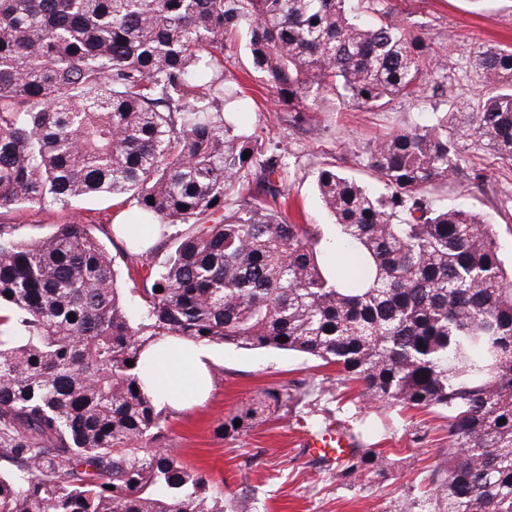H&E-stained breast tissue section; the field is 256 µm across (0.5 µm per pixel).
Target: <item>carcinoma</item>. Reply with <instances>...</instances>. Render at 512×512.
Masks as SVG:
<instances>
[{
	"instance_id": "cac0c4a2",
	"label": "carcinoma",
	"mask_w": 512,
	"mask_h": 512,
	"mask_svg": "<svg viewBox=\"0 0 512 512\" xmlns=\"http://www.w3.org/2000/svg\"><path fill=\"white\" fill-rule=\"evenodd\" d=\"M238 37L313 138L312 112L436 99L431 124L366 149L383 191L320 168L333 239L288 222L281 154L228 109ZM461 60L482 90L466 109L447 47L389 0H0V211L112 197L133 224L185 226L160 265L131 259L124 297L90 225L0 224V512H224L157 444L143 350L165 337L307 355L386 406L440 411L448 470L428 512H512V266L493 225L440 195L467 140L512 166V45ZM386 466L372 449L338 463Z\"/></svg>"
}]
</instances>
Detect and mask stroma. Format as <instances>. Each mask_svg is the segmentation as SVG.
<instances>
[{
  "label": "stroma",
  "instance_id": "obj_1",
  "mask_svg": "<svg viewBox=\"0 0 512 512\" xmlns=\"http://www.w3.org/2000/svg\"><path fill=\"white\" fill-rule=\"evenodd\" d=\"M399 17L425 22L433 42L446 43L448 62L456 64L463 43L512 44V0H390ZM229 72L239 78L245 97L237 106L240 123L260 136L264 147L287 148L286 180L291 187L288 219L315 224L321 232L333 221L315 186L318 169H337L370 183L364 148L391 129L429 124V105L395 101L387 111L374 112L348 104L335 112H315L314 124L324 135L308 138L288 125L274 91L246 61L229 58ZM467 168L480 170L482 180L456 179L447 191L448 205H463L493 224L504 258L512 257V167L495 160L484 148L464 151ZM115 207L88 198L68 209L24 207L0 221L22 225L38 236L54 225L80 218L92 225L113 258L120 287H127L126 245L112 230ZM212 391L202 403L168 409L161 443L174 449L181 463L209 475L226 493L229 512H425L426 493L448 459V421L432 409L398 410L361 396L344 384L335 367L278 350L210 348ZM287 389L279 404L265 405V394ZM255 409L244 431L220 428L228 414ZM343 424L356 433L359 451H381L388 468L358 481L344 478L339 468L308 457L299 444L298 426Z\"/></svg>",
  "mask_w": 512,
  "mask_h": 512
}]
</instances>
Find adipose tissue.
<instances>
[{
    "label": "adipose tissue",
    "mask_w": 512,
    "mask_h": 512,
    "mask_svg": "<svg viewBox=\"0 0 512 512\" xmlns=\"http://www.w3.org/2000/svg\"><path fill=\"white\" fill-rule=\"evenodd\" d=\"M154 362V373L146 381L147 391L164 405L196 402L209 386V349L203 344L178 340L152 343L145 349Z\"/></svg>",
    "instance_id": "1"
}]
</instances>
